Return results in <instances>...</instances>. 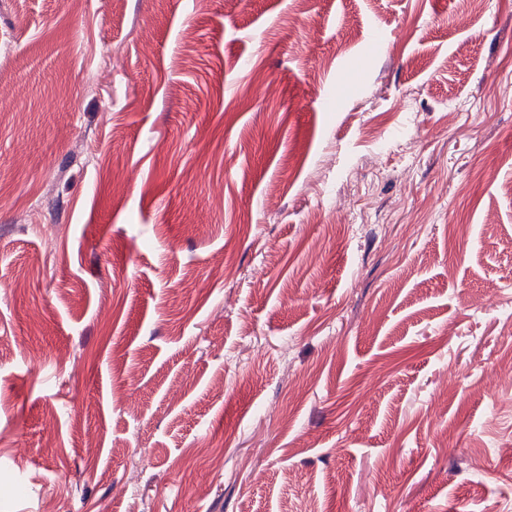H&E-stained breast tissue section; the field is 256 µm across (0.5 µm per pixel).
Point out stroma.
Returning a JSON list of instances; mask_svg holds the SVG:
<instances>
[{"instance_id":"obj_1","label":"stroma","mask_w":512,"mask_h":512,"mask_svg":"<svg viewBox=\"0 0 512 512\" xmlns=\"http://www.w3.org/2000/svg\"><path fill=\"white\" fill-rule=\"evenodd\" d=\"M510 357L512 0H0V512H512Z\"/></svg>"}]
</instances>
